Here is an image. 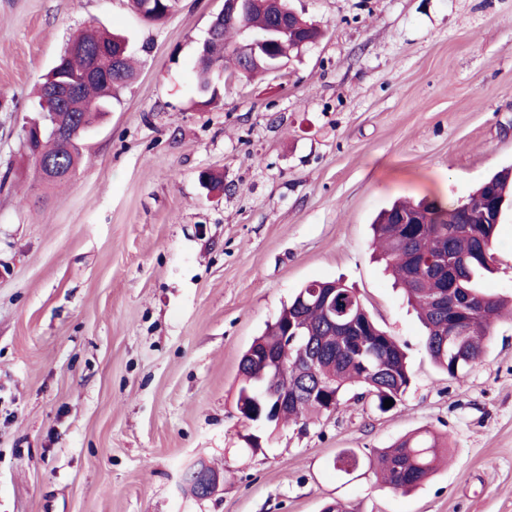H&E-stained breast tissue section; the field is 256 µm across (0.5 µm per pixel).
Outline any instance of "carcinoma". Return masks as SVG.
Masks as SVG:
<instances>
[{
  "mask_svg": "<svg viewBox=\"0 0 512 512\" xmlns=\"http://www.w3.org/2000/svg\"><path fill=\"white\" fill-rule=\"evenodd\" d=\"M179 0H130L133 10L149 23H159L174 12ZM246 29L276 37V18L250 0ZM241 27L222 25L206 45V56L197 57L199 105L207 107L217 98L216 83L251 78L267 73L265 65L240 71L237 46ZM127 44L124 37L106 30L81 29L71 36L56 64L38 88L40 111L31 122L23 141L26 155L36 160L51 158L60 173L51 185L68 182L83 156L86 140L96 119L110 110L118 90L136 77L133 54L127 49L120 61L121 75L112 77V53ZM512 204V164L487 176L464 200L443 206L436 200L416 203L395 201L377 216L372 228L380 260L391 271L415 308L424 328L425 348L433 362L456 380L464 378L482 357L494 321L512 298L483 288V279L495 269L497 226ZM417 215L420 224H402L404 217ZM452 297L476 304L475 312L459 322V332L448 335V314L430 307L429 298L444 287ZM336 288V299L351 306L366 343L364 353L342 344L326 328L324 311L316 301V288ZM318 338L323 352L316 373L306 374L300 344ZM268 350L281 366L263 377L254 356ZM241 387L237 403L246 411L247 423L277 427L278 422L308 419L328 410L329 403L340 406L345 394L362 388L373 396L377 408L385 412L384 401H402L411 383L407 356L398 341L387 334L365 306L360 296L339 280L313 281L300 288L274 322L256 337L239 363ZM306 388L286 403L278 418L266 419L270 391ZM332 385L317 387L318 380ZM448 453L447 443L428 429L403 437L389 448L368 458L380 482L394 490H412L437 469Z\"/></svg>",
  "mask_w": 512,
  "mask_h": 512,
  "instance_id": "cac0c4a2",
  "label": "carcinoma"
}]
</instances>
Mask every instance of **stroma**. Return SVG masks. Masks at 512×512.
Here are the masks:
<instances>
[{
  "label": "stroma",
  "instance_id": "obj_1",
  "mask_svg": "<svg viewBox=\"0 0 512 512\" xmlns=\"http://www.w3.org/2000/svg\"><path fill=\"white\" fill-rule=\"evenodd\" d=\"M223 3L152 24L127 0H0V512H512V318L449 378L370 247L394 200L453 202L512 164V0H290L322 38L202 107ZM88 26L126 34L140 68L52 190L23 130ZM495 267L485 288L512 294L510 211ZM334 279L404 347L403 401L384 413L355 389L304 425L245 423L242 354ZM421 428L449 460L414 492L334 466ZM200 460L223 477L207 500L182 488Z\"/></svg>",
  "mask_w": 512,
  "mask_h": 512
}]
</instances>
